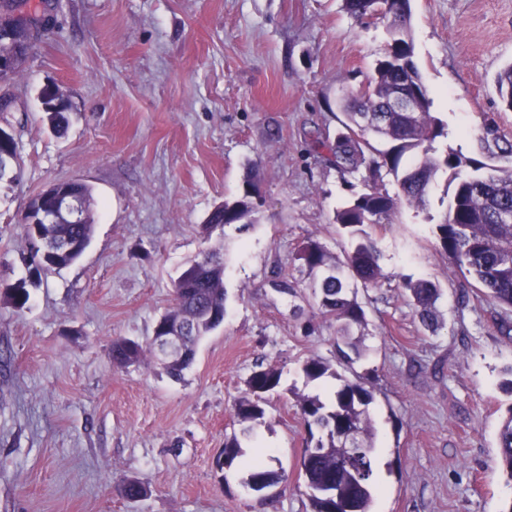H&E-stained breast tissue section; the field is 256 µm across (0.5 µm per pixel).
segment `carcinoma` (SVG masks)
Returning <instances> with one entry per match:
<instances>
[{
  "label": "carcinoma",
  "instance_id": "cac0c4a2",
  "mask_svg": "<svg viewBox=\"0 0 512 512\" xmlns=\"http://www.w3.org/2000/svg\"><path fill=\"white\" fill-rule=\"evenodd\" d=\"M26 6L32 15L26 19L15 16L17 8ZM40 3L33 0H0V56L12 53L13 44L32 41L42 29ZM343 9L360 18L375 16L387 21L389 51L377 60L374 74L354 95V106L346 113V121L332 141L321 143L327 150L328 161L342 173L365 172L367 189L354 196L336 211L335 223L355 241L343 263H328L324 247L316 240L304 242L296 260L309 269L326 268L328 273L314 284V296L321 313L336 322V349L348 364L361 356L358 341L350 331L365 320V311L350 295L349 279L359 280L366 288L381 286L385 278L380 265V252L366 228L392 224L405 205L422 208L431 185L445 174L452 186L442 221L435 225L439 247L460 271L472 277L466 287L489 297L503 309L512 311V170L496 169L493 165L473 160L441 141L448 138L442 121L430 112L429 90L418 66L413 61L414 43L408 23L410 0H343ZM498 86L504 106L512 109V65L498 75ZM56 85L42 88L40 98L44 121L60 134L69 125L70 104L55 91ZM415 89L422 97L414 112H384V103L398 91ZM383 140L389 149H378L373 141ZM19 150L14 136L0 127V179L18 164ZM393 175L395 192L384 185V174ZM65 190L80 202L83 218L77 222L61 220L45 227L31 223L28 211H23L21 224L35 250L38 261L33 274L66 266L77 260L88 247L94 229L93 194L84 183L65 185ZM259 196L254 175L246 177L242 192L232 200L217 206L207 217L201 231L205 235L230 224L260 222L257 204ZM422 324L432 330L437 327L436 303L440 288L430 279L404 281ZM10 303L22 309L29 301L25 284L19 283L7 294ZM224 264L214 252L195 260L174 284V306L156 323L158 335L167 325L185 328V353L175 361L165 362L167 374L174 380L182 378L193 364L196 346L209 331L224 321ZM155 353L152 341L140 343L129 339L112 342V362L120 368L139 363L145 353ZM304 376L318 380L327 375L338 376L331 365L321 358H308L301 366ZM281 370L274 366L259 367L246 381V391L234 403L239 423L246 424L263 418L266 396L281 384ZM370 379L357 377L346 380L336 390L331 404L319 397L302 396L299 407L302 419L316 427L320 436L315 449H305L302 472L310 490L312 512H329V492L349 489L353 492L357 512H372L376 483L373 461V426L369 408L374 399ZM352 429L364 436L365 453L348 457L340 433ZM242 456L240 443L233 437L224 442L217 459L232 466ZM497 467L512 480V406L508 408L498 432ZM249 466V478L259 476L273 484L287 481L283 473L264 467L261 456ZM128 500L147 496L148 490L139 481L130 479L119 487Z\"/></svg>",
  "mask_w": 512,
  "mask_h": 512
}]
</instances>
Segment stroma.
<instances>
[{
    "instance_id": "35a3bbf8",
    "label": "stroma",
    "mask_w": 512,
    "mask_h": 512,
    "mask_svg": "<svg viewBox=\"0 0 512 512\" xmlns=\"http://www.w3.org/2000/svg\"><path fill=\"white\" fill-rule=\"evenodd\" d=\"M54 24L34 39L0 127L19 144L18 180L0 181V512H311L299 472L315 446L297 398L331 402L340 378L371 377L375 400L372 512H507L512 482L496 468L512 397L499 384L512 339L502 308L473 296L440 251L434 226L446 178L427 210L403 208L372 230L386 278L357 288L365 350L338 362L336 326L322 318L314 273L295 258L307 239L343 260L337 209L361 175L327 159L340 99L388 48L382 20L342 0H49ZM415 61L448 125V143L486 160L512 142V111L495 77L512 64V0H410ZM56 83L71 104L65 136L43 119ZM259 179L260 223L203 236L208 214ZM79 181L94 198V231L73 264L30 275L19 223L51 183ZM224 259L226 315L199 343L182 381L159 360L113 366L114 339L139 342L173 305V285L202 253ZM439 284L443 322L427 330L404 278ZM289 281L294 294L278 285ZM26 282L24 310L4 298ZM320 357L338 376L310 381ZM282 371L264 418L243 432L233 403L258 367ZM243 458L218 469L226 439ZM268 448L288 476L273 498L247 491L245 459ZM129 478L149 489L132 501Z\"/></svg>"
}]
</instances>
